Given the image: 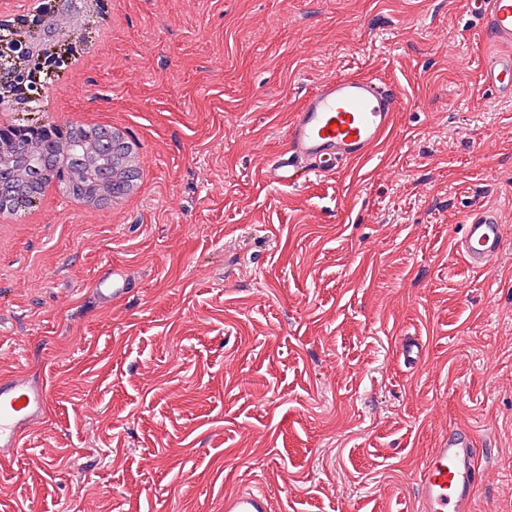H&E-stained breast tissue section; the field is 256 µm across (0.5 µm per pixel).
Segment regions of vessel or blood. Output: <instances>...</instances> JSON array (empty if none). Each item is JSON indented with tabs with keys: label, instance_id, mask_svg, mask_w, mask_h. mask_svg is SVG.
Instances as JSON below:
<instances>
[{
	"label": "vessel or blood",
	"instance_id": "obj_1",
	"mask_svg": "<svg viewBox=\"0 0 512 512\" xmlns=\"http://www.w3.org/2000/svg\"><path fill=\"white\" fill-rule=\"evenodd\" d=\"M489 38L505 51L485 67L482 81L499 94L512 96V0H467ZM402 106L396 87L373 77L340 76L324 81L292 113L288 146L271 163L269 174L279 184L294 183L302 173L326 174L341 163L368 158L394 127ZM502 226L495 213L472 204L458 252L467 263L485 269L503 251ZM136 286L128 269L101 270L90 288L99 306L125 301ZM51 406L45 382L17 373L0 376V465L24 443L31 425L44 419ZM477 437L466 429L444 433L423 462L417 496L423 512H471L480 475ZM263 488L239 490L224 497V512H271Z\"/></svg>",
	"mask_w": 512,
	"mask_h": 512
}]
</instances>
